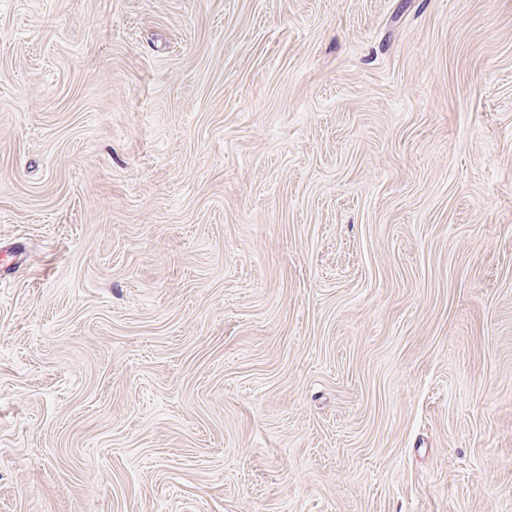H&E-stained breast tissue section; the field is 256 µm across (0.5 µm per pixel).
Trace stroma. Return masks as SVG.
Returning a JSON list of instances; mask_svg holds the SVG:
<instances>
[{
  "mask_svg": "<svg viewBox=\"0 0 512 512\" xmlns=\"http://www.w3.org/2000/svg\"><path fill=\"white\" fill-rule=\"evenodd\" d=\"M0 512H512V0H0Z\"/></svg>",
  "mask_w": 512,
  "mask_h": 512,
  "instance_id": "stroma-1",
  "label": "stroma"
}]
</instances>
